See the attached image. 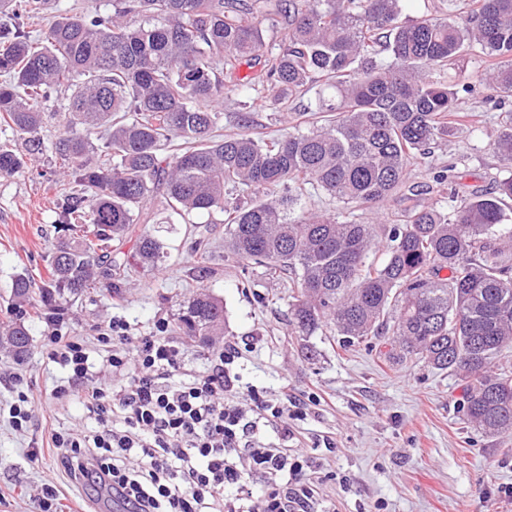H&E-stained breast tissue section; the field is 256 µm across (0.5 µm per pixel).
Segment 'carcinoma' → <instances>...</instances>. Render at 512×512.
Here are the masks:
<instances>
[{"label":"carcinoma","instance_id":"cac0c4a2","mask_svg":"<svg viewBox=\"0 0 512 512\" xmlns=\"http://www.w3.org/2000/svg\"><path fill=\"white\" fill-rule=\"evenodd\" d=\"M400 0H274L263 15L247 0H112V10L51 16L43 36L24 22L52 0H0V124L16 135L0 148V175L24 168L51 90L69 91L68 130L53 144L64 227L42 285L15 276L0 351L23 362L25 316L91 293L112 294L131 265L154 266L163 246L143 229L128 257L112 254L163 199L178 216L224 214V248L246 269L289 276L294 328L334 325L344 345L366 342L390 364L417 359L466 382L459 412L489 436L512 434V123L488 143L509 175L496 195L459 198L455 166L434 176L436 196L406 186L455 125L459 90L486 83L512 103V0H472L460 20H406ZM281 29L266 43L263 22ZM478 53L484 70L451 75ZM263 61L239 75L242 62ZM232 87L246 109L315 90V124L260 136L248 113L224 132L219 103ZM106 134L112 166L95 156ZM169 154L162 155V149ZM82 188L77 194L73 186ZM336 202L324 215L301 205L310 191ZM399 201L385 231L386 258L368 261L375 228L355 211ZM172 331L208 343L224 334V305L202 291L181 305Z\"/></svg>","mask_w":512,"mask_h":512}]
</instances>
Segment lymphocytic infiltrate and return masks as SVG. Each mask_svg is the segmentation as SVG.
I'll return each mask as SVG.
<instances>
[{"mask_svg":"<svg viewBox=\"0 0 512 512\" xmlns=\"http://www.w3.org/2000/svg\"><path fill=\"white\" fill-rule=\"evenodd\" d=\"M120 319L110 320L102 343L122 384L89 387L90 355L77 341L49 336V358L67 368L55 396H85L98 428L83 437L55 434L59 468L79 483H92L122 512H322L307 476L319 461L301 452L273 448L260 439L261 421L287 423V399L248 396L263 418L248 416L230 399L229 367L236 345L212 351L207 369L184 374L185 349L161 321L150 336L128 335ZM245 456L266 485L260 508L251 505Z\"/></svg>","mask_w":512,"mask_h":512,"instance_id":"lymphocytic-infiltrate-1","label":"lymphocytic infiltrate"}]
</instances>
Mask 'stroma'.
<instances>
[{"instance_id": "35a3bbf8", "label": "stroma", "mask_w": 512, "mask_h": 512, "mask_svg": "<svg viewBox=\"0 0 512 512\" xmlns=\"http://www.w3.org/2000/svg\"><path fill=\"white\" fill-rule=\"evenodd\" d=\"M490 93L478 84L462 94L463 108L480 115V127L458 126L436 149L432 166L412 171L410 183L431 184L436 168L452 163L460 195L494 190L506 171L487 148L502 123L501 111L487 100ZM314 110L315 96L308 93L282 110L260 98L250 112L258 131L282 134L312 121ZM58 173L47 151L28 159L24 172L0 176V319L14 276L46 273L62 229ZM150 231L164 257L155 267L130 271L121 298L103 287L58 313L31 316L25 361L0 355V512H37L33 497L47 482L63 512H118L95 488L60 471L48 446L52 433L89 435L96 423L87 402L54 399L64 372L48 359L44 340L55 332L82 337L95 363L93 385L108 386L112 373L96 342L101 327L118 316L131 335H152L158 320L173 321L180 301L203 288L223 301V339L242 352L230 367L233 396L244 398L254 388L269 398L288 395L296 404L299 415L287 428L273 424L261 433L269 445L321 458L323 475L315 484L329 512H512V434L488 437L460 421L464 385L457 377L423 363H384L367 344L344 347L326 326L310 336L293 334L284 276L227 260L223 214L195 213ZM197 238L210 247L204 266L191 248ZM22 392L33 418L18 431L9 408ZM36 443L44 451L34 460L29 453Z\"/></svg>"}]
</instances>
